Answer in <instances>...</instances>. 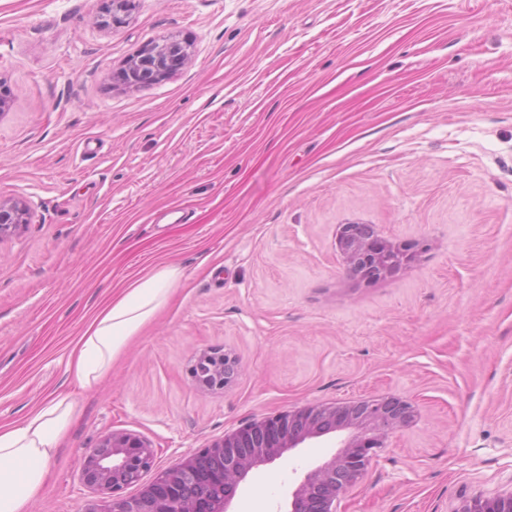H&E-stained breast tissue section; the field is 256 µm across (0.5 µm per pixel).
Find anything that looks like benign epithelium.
<instances>
[{
  "instance_id": "obj_1",
  "label": "benign epithelium",
  "mask_w": 512,
  "mask_h": 512,
  "mask_svg": "<svg viewBox=\"0 0 512 512\" xmlns=\"http://www.w3.org/2000/svg\"><path fill=\"white\" fill-rule=\"evenodd\" d=\"M130 0H107L114 26L125 22ZM190 47L173 35L146 44L126 64L124 78L131 89L142 80H163L182 69ZM28 207L16 199L0 198V237L27 223ZM336 249L344 272L374 281L393 275L414 262L423 247L397 243L382 236L374 224H342ZM237 362L227 356H199L197 381L212 389L227 385ZM411 405L395 397L362 398L334 405H313L242 426L203 450L159 471L152 481L143 475L155 465L150 441L127 431L103 436L86 455L81 479L97 498L84 512H231L240 484L248 474L270 464L304 442L347 433L341 449L307 473L293 490L286 512H337L336 504L366 474L377 449L407 425ZM138 485L137 495L116 493ZM463 512H512V490L492 497L476 496Z\"/></svg>"
}]
</instances>
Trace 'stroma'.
Wrapping results in <instances>:
<instances>
[{
	"instance_id": "obj_1",
	"label": "stroma",
	"mask_w": 512,
	"mask_h": 512,
	"mask_svg": "<svg viewBox=\"0 0 512 512\" xmlns=\"http://www.w3.org/2000/svg\"><path fill=\"white\" fill-rule=\"evenodd\" d=\"M0 0V426L72 390L75 341L134 276L184 277L79 416L31 512H82L84 458L126 430L156 469L304 406L397 396L415 411L338 512H462L512 489V0ZM187 41L136 89L127 61ZM420 257L364 281L339 225ZM203 353L241 367L206 389ZM337 451L306 441L240 484L286 512ZM147 54L154 56L152 64ZM191 56L190 47L174 35L160 36L146 44L126 64L124 78L128 88L136 89L141 80L160 81L182 69ZM138 73V80L135 74ZM28 219L29 210L22 201L0 198V238L27 224Z\"/></svg>"
}]
</instances>
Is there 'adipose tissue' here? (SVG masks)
Listing matches in <instances>:
<instances>
[{
  "label": "adipose tissue",
  "mask_w": 512,
  "mask_h": 512,
  "mask_svg": "<svg viewBox=\"0 0 512 512\" xmlns=\"http://www.w3.org/2000/svg\"><path fill=\"white\" fill-rule=\"evenodd\" d=\"M183 278L175 264L129 280L104 301L72 350L68 370L78 388L89 390L112 370L129 341L167 304ZM74 393L47 398L16 425L0 427V512H29L48 481L57 451L78 415Z\"/></svg>",
  "instance_id": "adipose-tissue-1"
}]
</instances>
